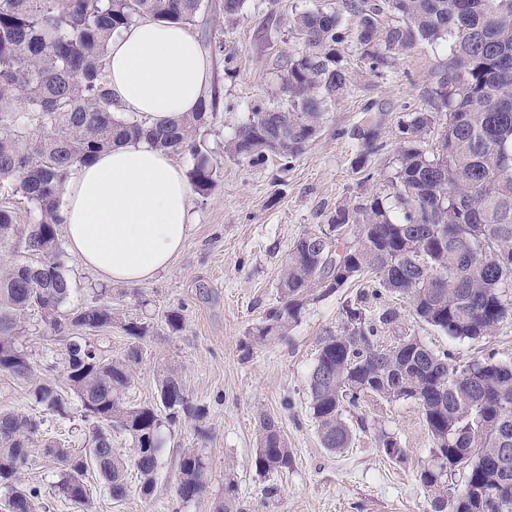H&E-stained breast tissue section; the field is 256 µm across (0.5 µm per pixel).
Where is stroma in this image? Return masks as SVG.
<instances>
[{
	"mask_svg": "<svg viewBox=\"0 0 512 512\" xmlns=\"http://www.w3.org/2000/svg\"><path fill=\"white\" fill-rule=\"evenodd\" d=\"M315 0H247L237 20L224 21V0H204L191 29L211 67L216 102L200 133L214 182L194 194L193 224L171 266L137 286L101 281L74 256H67L71 282L69 307L92 302L111 306L121 322L147 325L139 342L142 361L126 393L133 403L157 401L159 361L181 372L186 393L201 407V420L163 427L162 452L154 493L131 491L125 500L107 497L97 475H89L91 512H215L226 483H234L245 512H431V492L419 474L436 464L422 411L411 399L389 401L365 395L346 406L352 444L340 452L323 448L310 410L308 376L322 337L340 333L343 306L357 287L348 285L324 297L309 296L296 322L283 336L261 341L256 329L278 300L280 270L293 242L326 224L338 205L389 191L387 178L396 155L394 134L400 121L429 109L430 94L448 61L445 45L417 43L384 69L372 70L357 46V17L345 0H324L342 15V64L348 91L329 107L322 128L291 164L278 158L250 163L228 157L224 144L247 120L253 105L283 106L280 66L301 43L291 29L293 14ZM379 124L384 146L368 158L374 177L362 181L349 131ZM385 307L400 314L399 330L382 331V345L398 332L420 338L437 351L467 363L489 355L512 362V316L481 341L455 339L414 320L404 299L383 294L369 310ZM184 317L172 330L168 312ZM40 372L63 381L65 340L24 337ZM273 418L292 451L288 470L261 474L254 466L262 418ZM206 436H199L198 428ZM393 437L407 457L386 455L379 434ZM198 448L206 464V489L183 501L177 494L181 449ZM22 477L39 487L46 512H77L57 495L59 465L42 445L29 450Z\"/></svg>",
	"mask_w": 512,
	"mask_h": 512,
	"instance_id": "1",
	"label": "stroma"
}]
</instances>
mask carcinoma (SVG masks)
<instances>
[{"instance_id":"cac0c4a2","label":"carcinoma","mask_w":512,"mask_h":512,"mask_svg":"<svg viewBox=\"0 0 512 512\" xmlns=\"http://www.w3.org/2000/svg\"><path fill=\"white\" fill-rule=\"evenodd\" d=\"M202 0H0V183L39 211L34 224L16 223L0 207V250L21 243L33 260L0 272V373L29 386L36 404L65 419L72 399L85 421V446L57 440L45 454L60 463L55 490L78 508L91 502L90 467L107 494L131 492L128 469L137 471L140 495L155 488L161 428L182 417L200 419L178 369L156 370L165 413L152 404L125 401L142 349L105 355L92 334L112 327L116 316L103 303L63 309L71 294L65 252L56 227L66 183L77 167L129 138H145L169 154L200 156L191 181L197 192L213 183V168L197 136L213 104L204 100L179 122L145 128L125 117L112 99L106 56L112 35L144 16L191 24ZM388 8L404 24L382 29L376 16ZM357 41L373 69L389 66L416 42L448 44V64L430 96L431 110L415 112L399 125L398 165L389 193L372 194L336 207L327 224L299 237L278 278V304L257 328L260 340L284 334L297 320L309 293L336 292L357 279L370 281L343 307L340 334L319 343L308 378L310 408L323 447H350L345 404L376 394L411 399L422 409L437 465L420 472L434 494L432 512H512V364L489 356L457 365L450 352H436L405 335L384 347L377 336L397 320L392 310L369 313V294L401 295L411 315L453 338L492 335L512 302V0H358ZM302 50L288 56L281 86L287 106L253 108L224 145L229 156L253 162L273 153L293 162L315 138L328 106L348 91L340 65L342 18L318 5L292 19ZM442 120L438 152L428 155L421 135ZM351 136L363 147L356 169L380 146L375 125ZM38 317L48 337L67 340L64 358L68 393L35 371L20 337L28 318ZM125 431L133 453L112 448V429ZM42 423L0 409V494L6 512H39L40 490L22 483L28 448ZM292 454L278 424L260 423L254 464L262 474L288 468ZM466 471L457 494L442 477ZM178 496L191 500L206 487L205 463L196 448L179 456Z\"/></svg>"}]
</instances>
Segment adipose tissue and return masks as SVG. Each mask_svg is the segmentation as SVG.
Segmentation results:
<instances>
[{
  "label": "adipose tissue",
  "instance_id": "adipose-tissue-1",
  "mask_svg": "<svg viewBox=\"0 0 512 512\" xmlns=\"http://www.w3.org/2000/svg\"><path fill=\"white\" fill-rule=\"evenodd\" d=\"M107 79L120 108L159 126L207 99L210 68L183 24L140 19L114 35ZM192 188L169 154L126 141L78 167L60 216L70 252L101 280L135 285L168 268L191 225Z\"/></svg>",
  "mask_w": 512,
  "mask_h": 512
}]
</instances>
